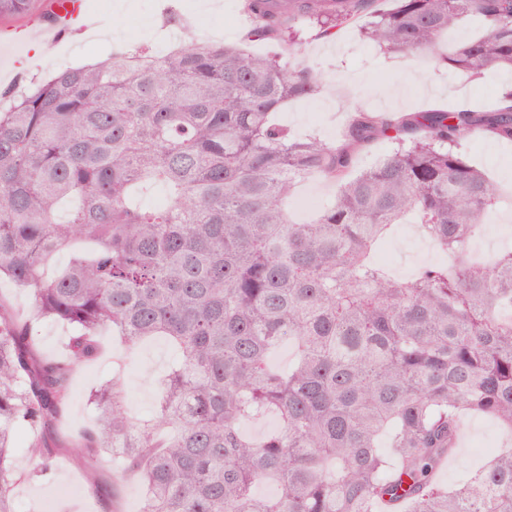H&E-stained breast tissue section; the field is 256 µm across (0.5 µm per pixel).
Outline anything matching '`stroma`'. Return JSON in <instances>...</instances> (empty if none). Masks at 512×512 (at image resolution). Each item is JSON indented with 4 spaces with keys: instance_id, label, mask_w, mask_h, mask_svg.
Segmentation results:
<instances>
[{
    "instance_id": "stroma-1",
    "label": "stroma",
    "mask_w": 512,
    "mask_h": 512,
    "mask_svg": "<svg viewBox=\"0 0 512 512\" xmlns=\"http://www.w3.org/2000/svg\"><path fill=\"white\" fill-rule=\"evenodd\" d=\"M33 0L32 9L20 18H0V107L9 108L11 93L54 73L62 65L82 66L105 58L113 49L147 44L158 51L178 47L188 40L199 43L240 42L246 18L241 0H219L215 10H204L199 0H90L94 23L86 29L62 31L49 50L35 44V36L58 26L47 5ZM180 12L181 23H169L172 12ZM363 18H356L332 40H307L302 56L322 75L319 92L308 100L290 102L275 115L299 137L314 135L337 144L349 114L343 103L355 97L356 107L368 112L405 114L435 106L466 105L492 107L498 95L512 85V72L495 70L474 79L463 73L434 69L423 57L406 58L386 54L360 36ZM470 162L507 189H512V141L474 135L460 145ZM421 235L409 224L391 228L385 241L391 250L386 257L390 274L398 279L413 277L427 264H443L444 252L422 249ZM102 353L78 369L72 377V395L63 423L50 428L48 437L55 449L53 469L35 473L27 446V432H17L14 461L27 477L15 485L13 497L20 512H42L44 503L55 502V512H139L143 487L130 477L117 486L112 496L93 494L94 485L109 484V473L91 467L70 448L74 429L89 426L93 412L87 401L92 388L112 377V365L126 361L123 384L132 417L148 414L159 398V381L173 358V346L156 336L127 349L118 336L104 334ZM479 445L497 449L512 446L494 419L467 414L462 418L455 455L441 473L442 484L456 487L469 474L488 463L476 454Z\"/></svg>"
}]
</instances>
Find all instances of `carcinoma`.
Here are the masks:
<instances>
[{"mask_svg":"<svg viewBox=\"0 0 512 512\" xmlns=\"http://www.w3.org/2000/svg\"><path fill=\"white\" fill-rule=\"evenodd\" d=\"M376 2L242 0L245 39H333L364 13L363 38L387 53L475 77L512 71V0ZM32 3L0 0V17ZM470 17L482 32L442 47ZM319 87L314 68L277 53L191 42L63 66L0 110V276L33 299L30 317L0 309V512H14L23 478L14 432H34L28 453L51 470L46 430L104 330L129 345L165 336L178 350L154 419L131 421L114 378L92 391L93 424L72 441L91 466L108 454L117 480L137 476L139 512H512V448L455 489L438 481L463 415L512 434V249L468 257L499 193L458 150L473 134L512 140V88L488 110L389 116L347 103L335 145L294 139L272 119ZM378 139L397 148L348 178L353 150ZM310 175L339 189L315 222L296 224L283 201ZM149 183L166 202L134 205ZM64 200L73 205L56 224ZM407 218L451 265L408 281L387 273L375 246ZM81 240L92 255L47 276ZM35 318L69 326L64 357L34 355ZM289 340L300 357L282 374L268 355ZM269 412L277 432L241 435V420ZM387 429L393 466L377 445ZM268 480L274 501L255 492Z\"/></svg>","mask_w":512,"mask_h":512,"instance_id":"cac0c4a2","label":"carcinoma"}]
</instances>
